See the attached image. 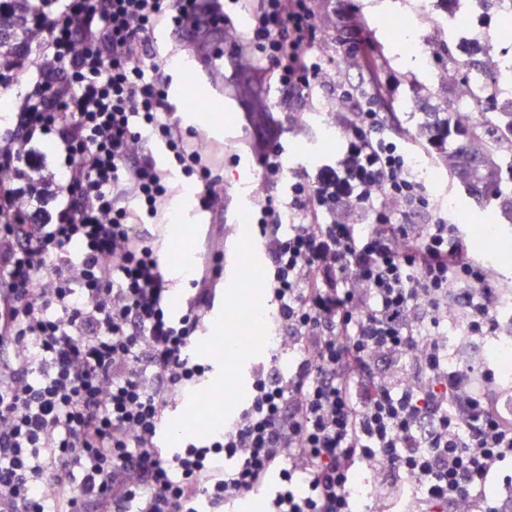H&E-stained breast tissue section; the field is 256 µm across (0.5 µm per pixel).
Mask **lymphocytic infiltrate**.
<instances>
[{
    "label": "lymphocytic infiltrate",
    "mask_w": 512,
    "mask_h": 512,
    "mask_svg": "<svg viewBox=\"0 0 512 512\" xmlns=\"http://www.w3.org/2000/svg\"><path fill=\"white\" fill-rule=\"evenodd\" d=\"M247 12L259 72L285 95L325 72L315 0H28L34 35L0 69V512H199L268 491L270 512H512V410L495 372L448 361V302L466 337L495 335L498 286L468 227L411 174L358 25L337 43L344 151L254 215L280 330L225 427L162 444L168 407L212 369L196 356L224 252L170 306L149 225L171 172L198 206L222 197L182 127L160 29ZM161 144L170 161L152 150Z\"/></svg>",
    "instance_id": "obj_1"
}]
</instances>
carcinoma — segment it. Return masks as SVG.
<instances>
[{
	"label": "carcinoma",
	"instance_id": "carcinoma-1",
	"mask_svg": "<svg viewBox=\"0 0 512 512\" xmlns=\"http://www.w3.org/2000/svg\"><path fill=\"white\" fill-rule=\"evenodd\" d=\"M16 7L0 13V57H7L18 38L29 32L27 0H14ZM444 115L438 116L424 134L428 148L437 155L438 162L452 177L473 190L477 197L489 204L498 203L502 211L512 214V198L498 196L496 187L501 177V151L512 148V112H497L492 118H484L485 102L473 103V111L479 119L466 125L453 126L457 116L455 102L456 87L446 86ZM446 132L448 137H457L461 144L451 151H444L435 136Z\"/></svg>",
	"mask_w": 512,
	"mask_h": 512
}]
</instances>
